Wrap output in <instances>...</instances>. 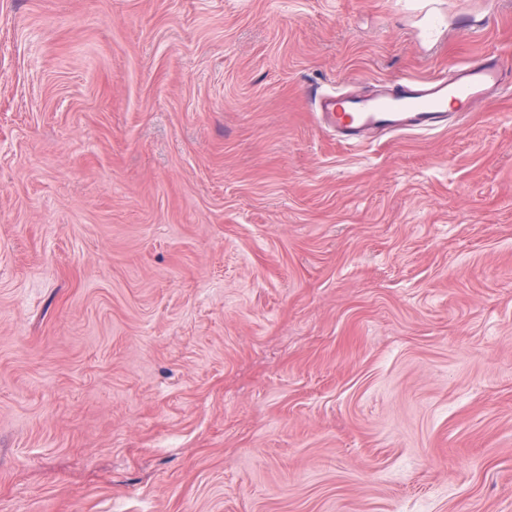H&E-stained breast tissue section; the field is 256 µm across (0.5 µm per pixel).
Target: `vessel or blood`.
Listing matches in <instances>:
<instances>
[{
	"mask_svg": "<svg viewBox=\"0 0 512 512\" xmlns=\"http://www.w3.org/2000/svg\"><path fill=\"white\" fill-rule=\"evenodd\" d=\"M512 91V75L499 56L487 54L457 67L452 76L405 80L371 96L348 92L315 95L320 124L345 141L429 132L458 122L468 106Z\"/></svg>",
	"mask_w": 512,
	"mask_h": 512,
	"instance_id": "obj_1",
	"label": "vessel or blood"
}]
</instances>
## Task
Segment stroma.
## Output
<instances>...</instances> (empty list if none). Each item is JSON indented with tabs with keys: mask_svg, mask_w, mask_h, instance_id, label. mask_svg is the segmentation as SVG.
<instances>
[{
	"mask_svg": "<svg viewBox=\"0 0 512 512\" xmlns=\"http://www.w3.org/2000/svg\"><path fill=\"white\" fill-rule=\"evenodd\" d=\"M488 51L512 0H0V512H512V94L309 97ZM511 74L498 55L487 54L460 65L450 78L400 81L372 96L316 91L315 112L322 126L345 141L429 132L458 122L465 107L495 92H511ZM448 100L459 106L448 110Z\"/></svg>",
	"mask_w": 512,
	"mask_h": 512,
	"instance_id": "stroma-1",
	"label": "stroma"
}]
</instances>
